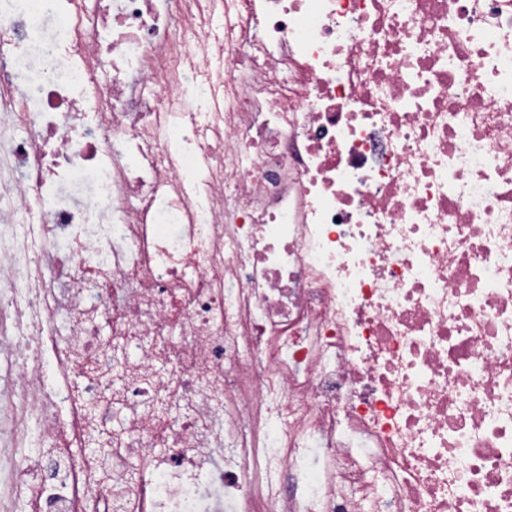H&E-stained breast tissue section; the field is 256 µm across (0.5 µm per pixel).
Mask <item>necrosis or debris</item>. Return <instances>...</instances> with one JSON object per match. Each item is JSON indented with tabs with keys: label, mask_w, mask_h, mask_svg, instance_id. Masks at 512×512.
<instances>
[{
	"label": "necrosis or debris",
	"mask_w": 512,
	"mask_h": 512,
	"mask_svg": "<svg viewBox=\"0 0 512 512\" xmlns=\"http://www.w3.org/2000/svg\"><path fill=\"white\" fill-rule=\"evenodd\" d=\"M88 2L0 0V477L512 512V0Z\"/></svg>",
	"instance_id": "necrosis-or-debris-1"
}]
</instances>
